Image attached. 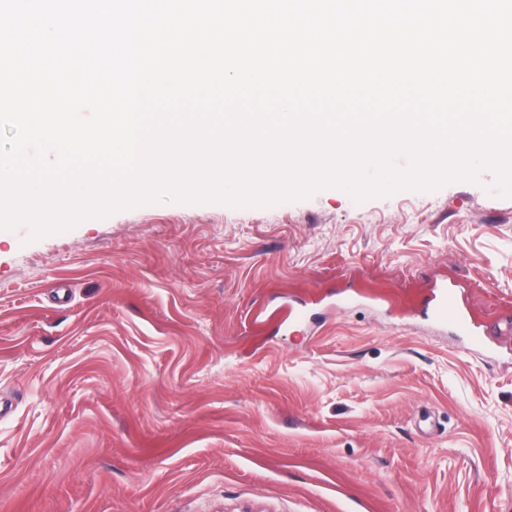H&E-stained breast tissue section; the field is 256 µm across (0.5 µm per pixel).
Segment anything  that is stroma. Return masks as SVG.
Listing matches in <instances>:
<instances>
[{
  "label": "stroma",
  "instance_id": "stroma-1",
  "mask_svg": "<svg viewBox=\"0 0 512 512\" xmlns=\"http://www.w3.org/2000/svg\"><path fill=\"white\" fill-rule=\"evenodd\" d=\"M443 283L495 358L427 319ZM0 405V512H512V194L0 229Z\"/></svg>",
  "mask_w": 512,
  "mask_h": 512
}]
</instances>
